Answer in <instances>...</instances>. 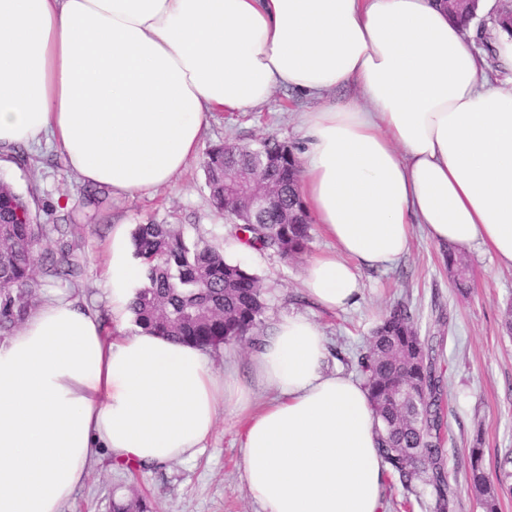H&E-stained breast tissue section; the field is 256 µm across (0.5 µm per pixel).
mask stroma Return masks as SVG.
Wrapping results in <instances>:
<instances>
[{
  "instance_id": "1",
  "label": "stroma",
  "mask_w": 512,
  "mask_h": 512,
  "mask_svg": "<svg viewBox=\"0 0 512 512\" xmlns=\"http://www.w3.org/2000/svg\"><path fill=\"white\" fill-rule=\"evenodd\" d=\"M314 107L296 91L282 88L258 111L213 114L202 144H251L272 136L299 148L297 115ZM25 151L29 159L24 165L11 155L0 158V179L27 200L37 223L73 225L70 241L79 266L75 284H47L40 296L63 293L107 314L103 248L117 224L176 225L187 239L220 246L227 260L258 277L266 299L263 320L246 338L210 351L216 372L231 363L239 377H248L251 361L274 325L304 315L323 330L330 369L355 374L357 356L381 318L397 304L407 305L421 338L445 369L444 463L458 492L455 512H482L466 490L470 448H482L491 474L512 457V334L504 328L512 309V268L478 249H459L470 270L467 290L459 291L448 273L445 245L418 230L406 256L393 266L362 269V294L355 306L327 311L306 293L303 273L311 257L333 250V242L315 227L307 252L295 258L272 250L244 251L231 232V219L210 202L201 157L191 158L169 184L130 197L77 181L51 145H29ZM241 427L238 416L222 412L203 453L153 469L131 470L99 455L64 512H112L113 502L132 494L143 497L150 512H258L241 477Z\"/></svg>"
}]
</instances>
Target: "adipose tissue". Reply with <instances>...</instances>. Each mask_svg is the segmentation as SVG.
<instances>
[{"instance_id":"1","label":"adipose tissue","mask_w":512,"mask_h":512,"mask_svg":"<svg viewBox=\"0 0 512 512\" xmlns=\"http://www.w3.org/2000/svg\"><path fill=\"white\" fill-rule=\"evenodd\" d=\"M493 36L496 72L444 0H0V154L47 141L82 182L145 194L198 153L212 113L297 90L318 103L301 196L336 243L304 283L342 310L360 269L398 261L417 228L512 266V35ZM107 254L109 320L52 295L0 341V512H63L102 450L194 459L225 410L244 420L259 512H380L370 396L327 370L315 320L280 321L249 378L220 375L195 344L112 336L141 278L124 225Z\"/></svg>"}]
</instances>
